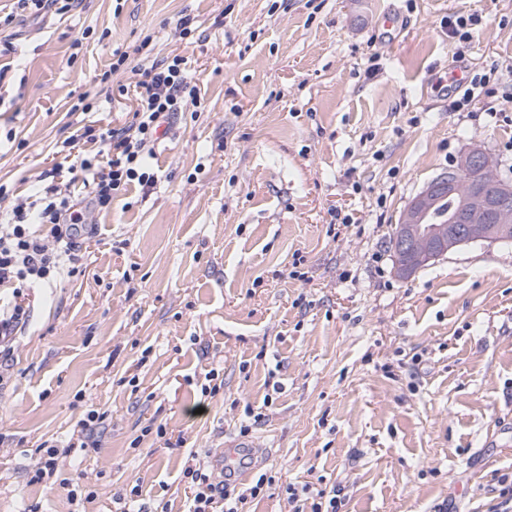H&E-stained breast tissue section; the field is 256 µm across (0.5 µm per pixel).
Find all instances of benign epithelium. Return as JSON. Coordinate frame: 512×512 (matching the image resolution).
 Listing matches in <instances>:
<instances>
[{
    "label": "benign epithelium",
    "instance_id": "1",
    "mask_svg": "<svg viewBox=\"0 0 512 512\" xmlns=\"http://www.w3.org/2000/svg\"><path fill=\"white\" fill-rule=\"evenodd\" d=\"M476 172L465 193L457 188L462 173ZM456 197L448 215L436 220L434 212L446 198ZM512 224V186L496 177V163L483 148L469 147L457 162L429 182L403 209L392 235L394 271L409 279L456 247L483 240L506 241Z\"/></svg>",
    "mask_w": 512,
    "mask_h": 512
}]
</instances>
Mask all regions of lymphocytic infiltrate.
<instances>
[{"label": "lymphocytic infiltrate", "mask_w": 512, "mask_h": 512, "mask_svg": "<svg viewBox=\"0 0 512 512\" xmlns=\"http://www.w3.org/2000/svg\"><path fill=\"white\" fill-rule=\"evenodd\" d=\"M121 71L137 76L138 107L131 120L119 128L97 129L88 125L81 134L70 138L74 144H96L99 154L107 158L102 165L89 159L81 161V171L90 175L87 196L75 198L53 183L39 186L31 195L17 200L10 222L0 224V288L10 289L12 296L11 302L0 308V381L10 370L16 335L29 321L30 307L25 302L28 291L50 285L65 266L77 265L79 240L93 231L95 213L108 210L114 198L132 185H154L156 175L148 159L153 154L158 130L170 116L183 110L187 100L198 95L184 59L178 55L142 70L133 65L129 52L118 50L113 52L110 68L101 79L109 81ZM35 222L49 225V237L31 232ZM106 419V412L88 409L78 422L76 436L68 442H41L32 482L58 479L60 487L67 490L68 500L81 504V493L72 489L71 479L61 477L59 466L75 450H99ZM183 477L191 491L187 512H246L249 499L265 494L272 484L271 477L262 473L248 493L242 494L232 481L199 463L187 466Z\"/></svg>", "instance_id": "1"}]
</instances>
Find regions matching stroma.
Segmentation results:
<instances>
[{"instance_id": "obj_1", "label": "stroma", "mask_w": 512, "mask_h": 512, "mask_svg": "<svg viewBox=\"0 0 512 512\" xmlns=\"http://www.w3.org/2000/svg\"><path fill=\"white\" fill-rule=\"evenodd\" d=\"M455 13L480 19L468 47L441 26ZM138 46L146 65L186 58L200 97L156 142L157 183L96 214L78 273L28 296L0 386V512H73L30 472L92 407L102 449L62 461L96 493L83 512H117L135 484L147 512H186L184 466L219 458L250 410L252 471L274 483L249 512H291L286 486L320 482L343 487L339 512H495L512 476V244L402 280L387 243L469 146L512 184V0H84L16 17L0 25V216L51 170L86 195L63 143L129 120L132 73L100 76ZM459 66L490 77L464 112L434 83ZM84 94L93 110L72 111ZM159 424L182 446L142 435Z\"/></svg>"}]
</instances>
